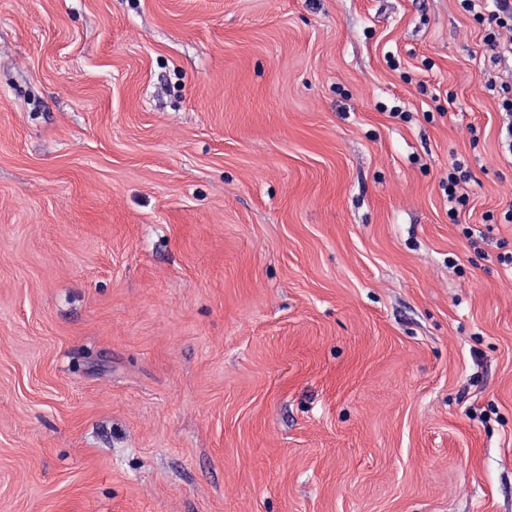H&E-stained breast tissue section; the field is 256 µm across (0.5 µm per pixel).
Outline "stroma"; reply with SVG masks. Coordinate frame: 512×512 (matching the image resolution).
I'll return each instance as SVG.
<instances>
[{"label":"stroma","mask_w":512,"mask_h":512,"mask_svg":"<svg viewBox=\"0 0 512 512\" xmlns=\"http://www.w3.org/2000/svg\"><path fill=\"white\" fill-rule=\"evenodd\" d=\"M505 84L458 0H0V512H512ZM472 177L464 163L455 160L448 167V180L442 187L448 197V219L451 223H458L459 214L465 210L470 202L472 190Z\"/></svg>","instance_id":"obj_1"}]
</instances>
